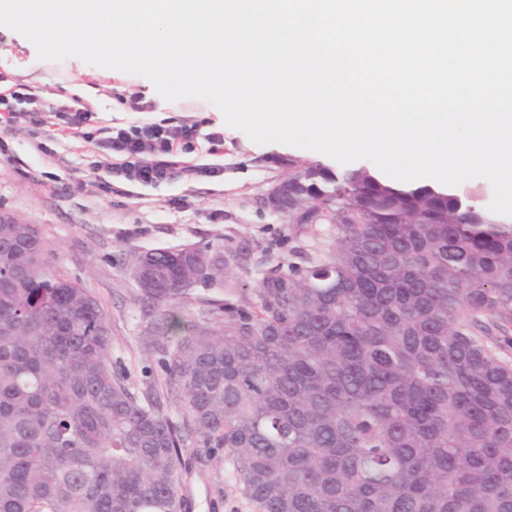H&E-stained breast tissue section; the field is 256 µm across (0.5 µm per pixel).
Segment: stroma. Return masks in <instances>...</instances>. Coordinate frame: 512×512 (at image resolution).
<instances>
[{"instance_id": "stroma-1", "label": "stroma", "mask_w": 512, "mask_h": 512, "mask_svg": "<svg viewBox=\"0 0 512 512\" xmlns=\"http://www.w3.org/2000/svg\"><path fill=\"white\" fill-rule=\"evenodd\" d=\"M96 66L71 57L38 59L27 39L0 29V87L24 86L43 111L60 104L88 105L100 128L127 129L148 123L197 125L195 162L221 165L219 176L177 178L152 186L113 180L111 195L92 185L94 143L77 141L56 127L18 123L0 128V217L39 225L68 275L82 280L109 319L114 369L146 397L158 390L161 371L143 338L156 320L132 269L143 252L192 245L223 255L221 280L195 287L183 311L200 323H214L223 304L253 299L266 270L295 261L297 250L314 253L334 241L328 224L298 230L262 198L290 167L320 164L334 172L343 165L321 153L283 145L257 144L228 127L211 103L165 101L145 77L115 72L98 80ZM224 132V151L207 152V133ZM185 512H260L243 491L227 449L184 448L179 467Z\"/></svg>"}]
</instances>
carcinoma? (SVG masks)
<instances>
[{
    "label": "carcinoma",
    "mask_w": 512,
    "mask_h": 512,
    "mask_svg": "<svg viewBox=\"0 0 512 512\" xmlns=\"http://www.w3.org/2000/svg\"><path fill=\"white\" fill-rule=\"evenodd\" d=\"M282 214L331 249L269 269L213 327L194 246L133 270L169 307L148 346L173 421L112 369L107 315L37 224L0 223V512H184L194 441L228 448L261 512H512V224L368 168L288 174Z\"/></svg>",
    "instance_id": "carcinoma-1"
}]
</instances>
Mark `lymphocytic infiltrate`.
<instances>
[{
  "label": "lymphocytic infiltrate",
  "mask_w": 512,
  "mask_h": 512,
  "mask_svg": "<svg viewBox=\"0 0 512 512\" xmlns=\"http://www.w3.org/2000/svg\"><path fill=\"white\" fill-rule=\"evenodd\" d=\"M54 117L72 137L94 143L105 156L107 174L95 179L100 192L111 193L116 178L154 185L177 177L203 179L219 173L218 166L186 161V154L195 149V126L185 125L172 132L158 124H146L100 137L89 129L94 115L88 108L62 105L55 109Z\"/></svg>",
  "instance_id": "obj_1"
}]
</instances>
